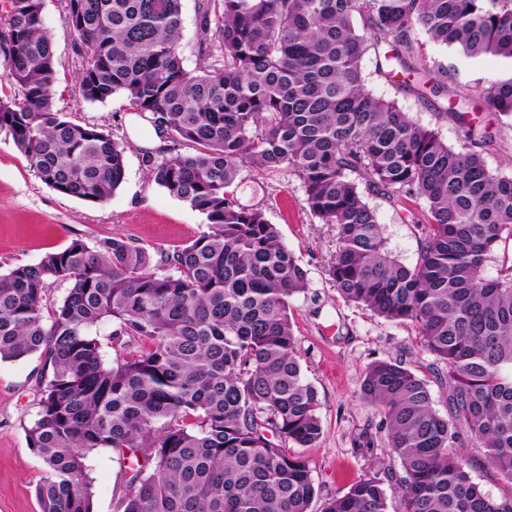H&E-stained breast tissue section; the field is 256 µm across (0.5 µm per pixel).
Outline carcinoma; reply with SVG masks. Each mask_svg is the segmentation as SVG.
<instances>
[{"mask_svg":"<svg viewBox=\"0 0 512 512\" xmlns=\"http://www.w3.org/2000/svg\"><path fill=\"white\" fill-rule=\"evenodd\" d=\"M61 6L66 26L79 21L80 98L120 93L181 145L150 180L207 230L156 263L127 237L74 239L0 274V361L44 360L25 427L44 467L40 512H93L88 459L99 448L148 453L116 489V512H308L314 479L288 452L323 435L290 307L308 273L265 212L236 197L243 173L282 169L336 229L327 272L340 296L412 326L448 379L442 416L404 362L366 369L361 397L402 469L401 512H512V260L485 274L512 240V177L488 168L504 140L476 116L512 119V73L474 94L455 62L427 67L419 39L512 62V0H196L194 70L180 51L181 0ZM0 34V132L52 190L108 200L125 181V148L57 109L45 0H0ZM383 43L378 73L403 74L395 85L451 119L458 146L367 90L363 56ZM374 197L411 215L413 264L388 251ZM108 322L120 349L110 363ZM477 466L499 476L502 498L473 481ZM324 512H388L383 482L358 478Z\"/></svg>","mask_w":512,"mask_h":512,"instance_id":"obj_1","label":"carcinoma"}]
</instances>
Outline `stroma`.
I'll return each mask as SVG.
<instances>
[{"label": "stroma", "instance_id": "obj_1", "mask_svg": "<svg viewBox=\"0 0 512 512\" xmlns=\"http://www.w3.org/2000/svg\"><path fill=\"white\" fill-rule=\"evenodd\" d=\"M45 23L55 45L59 85L64 89L58 109L69 119L104 126L124 145L127 175L107 202L65 196L42 183L11 138L0 133V271L37 263L75 238L93 246L106 238L128 237L152 254L193 241L207 229L204 216L148 180L151 161L161 159L163 150L171 148V140L162 139L157 145L135 140L134 129H147L148 124L135 120L123 95H113L103 104H89L76 96L75 36L62 21L60 0H46ZM423 52L431 65L457 58L462 81L472 85L507 68L502 59L459 58L454 49L431 41L425 43ZM363 74L373 95L396 101L414 121L455 144L452 120L438 116L431 105L379 76L374 52L365 54ZM236 195L242 204L264 210L308 272V288L292 298L291 310L297 355L305 379L318 392L323 427L318 447L300 451L316 488L309 512H323L329 499L365 475L382 479L389 493V512H399L394 488L401 469L389 455L380 416L362 400L360 387L372 362L402 359L427 381L435 409L446 413L447 388L437 375L435 356L421 349L411 326L371 316L340 297L327 275L336 250V230L310 215L296 175L284 171L267 179L247 176ZM376 205L389 251L402 263L413 264L418 240L407 213L383 199ZM42 366V358L36 355L0 362V512H39L35 488L43 466L28 448L24 429L35 413ZM365 431L375 443L361 448L356 440ZM123 477L124 468L115 454L105 449L94 452L89 473L94 512H115L113 489Z\"/></svg>", "mask_w": 512, "mask_h": 512}]
</instances>
